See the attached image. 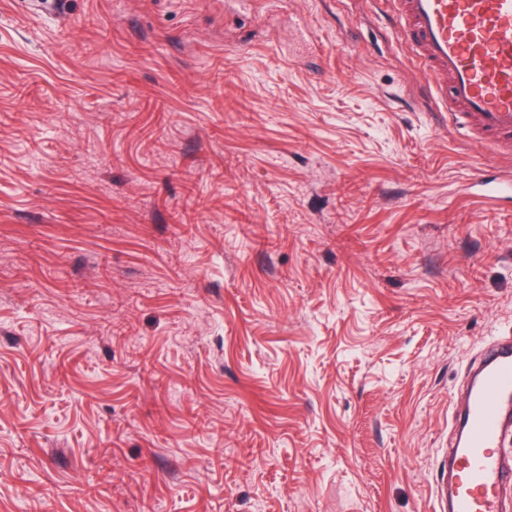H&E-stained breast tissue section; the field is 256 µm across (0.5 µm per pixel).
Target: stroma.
Wrapping results in <instances>:
<instances>
[{
  "instance_id": "stroma-1",
  "label": "stroma",
  "mask_w": 512,
  "mask_h": 512,
  "mask_svg": "<svg viewBox=\"0 0 512 512\" xmlns=\"http://www.w3.org/2000/svg\"><path fill=\"white\" fill-rule=\"evenodd\" d=\"M509 174L379 0H0V512H439Z\"/></svg>"
}]
</instances>
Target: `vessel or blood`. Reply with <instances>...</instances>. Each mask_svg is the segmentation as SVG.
<instances>
[{
  "instance_id": "vessel-or-blood-1",
  "label": "vessel or blood",
  "mask_w": 512,
  "mask_h": 512,
  "mask_svg": "<svg viewBox=\"0 0 512 512\" xmlns=\"http://www.w3.org/2000/svg\"><path fill=\"white\" fill-rule=\"evenodd\" d=\"M464 135L512 153V0H383ZM452 417L447 512H512V336L489 341Z\"/></svg>"
}]
</instances>
